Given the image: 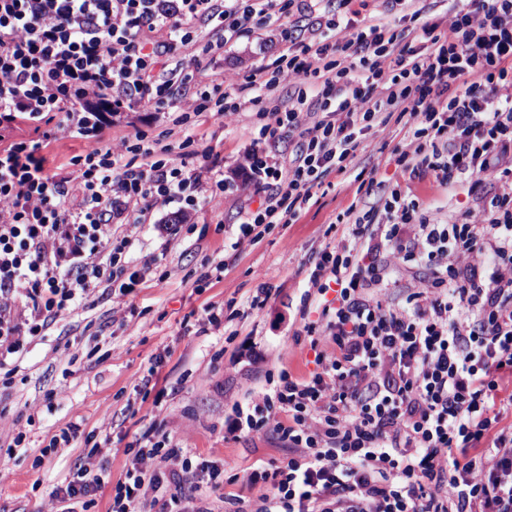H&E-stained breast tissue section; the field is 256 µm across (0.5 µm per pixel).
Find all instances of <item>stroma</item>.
<instances>
[{
    "mask_svg": "<svg viewBox=\"0 0 512 512\" xmlns=\"http://www.w3.org/2000/svg\"><path fill=\"white\" fill-rule=\"evenodd\" d=\"M281 32L274 24L218 51L204 36L174 58L196 80L237 87L282 52ZM251 126L246 112L202 113L191 129L194 148L218 156L221 167L232 171L252 143ZM169 127L165 107L144 102L124 112L105 136L117 143L140 130L162 139ZM402 138L396 126L369 135L353 172L330 176L317 204L295 223L274 225L253 245H234L241 207L254 209L260 201L256 188L240 180L231 182L233 200L216 210L208 205L184 210L176 200L154 207L128 253L143 276L135 295L120 299L101 287L89 291L68 318L27 346L14 373L0 375V440L11 441L17 427L26 434L0 477V512H54V488L85 464L91 443L106 436L111 443L98 460L119 477L128 461L126 445L153 426L184 447L233 465L286 458V446L272 435L225 434L224 414L260 389L266 373L279 364L306 372L308 343L294 334L301 328L295 315L307 288V261L329 241L337 216L351 203L356 172L395 177L390 157ZM413 188L432 211L460 215L474 204L468 188L451 195L430 176ZM180 209L183 222L168 234L155 232L154 223ZM215 259L224 263L223 278L196 291V280ZM262 285L270 290L265 308L234 322L238 335L232 344H225L222 333L199 332L204 307L232 299L247 311ZM154 361L157 385L168 394L160 409L140 387ZM74 422L80 428L70 447L47 451L50 437Z\"/></svg>",
    "mask_w": 512,
    "mask_h": 512,
    "instance_id": "1",
    "label": "stroma"
}]
</instances>
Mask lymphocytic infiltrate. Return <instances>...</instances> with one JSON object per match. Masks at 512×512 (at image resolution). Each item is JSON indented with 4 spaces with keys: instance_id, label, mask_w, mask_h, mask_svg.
I'll return each mask as SVG.
<instances>
[{
    "instance_id": "f902f5d3",
    "label": "lymphocytic infiltrate",
    "mask_w": 512,
    "mask_h": 512,
    "mask_svg": "<svg viewBox=\"0 0 512 512\" xmlns=\"http://www.w3.org/2000/svg\"><path fill=\"white\" fill-rule=\"evenodd\" d=\"M353 0H308L311 33L245 85L186 96L159 58L216 21L213 49L286 19L291 0H0V370L100 283L132 294L131 228L202 171L142 134L112 143L107 113L143 99L186 130L200 113L251 112L238 168L265 196L238 242L291 224L324 178L352 169L363 135L403 124L394 162L410 181L489 187L461 217L426 211L409 183L362 180L345 228L310 261L299 311L314 370L268 373L234 402L229 434L272 433L280 462L221 467L144 433L119 478L87 462L53 493L62 512L111 487L110 512H512V0H460L447 23L413 11L355 22ZM293 82L287 103L275 93ZM82 140L48 172L56 134ZM294 141L291 157L264 145ZM141 163H134V156ZM420 270L401 299L394 273Z\"/></svg>"
}]
</instances>
